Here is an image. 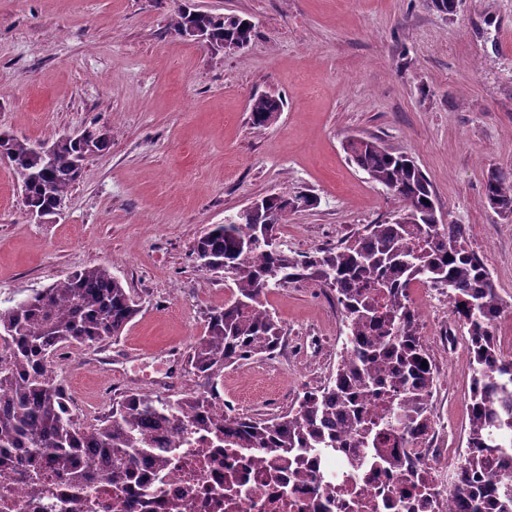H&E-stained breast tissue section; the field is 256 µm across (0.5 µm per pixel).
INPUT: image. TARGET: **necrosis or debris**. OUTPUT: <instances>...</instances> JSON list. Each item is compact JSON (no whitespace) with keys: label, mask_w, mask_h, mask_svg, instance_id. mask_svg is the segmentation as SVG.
Here are the masks:
<instances>
[{"label":"necrosis or debris","mask_w":512,"mask_h":512,"mask_svg":"<svg viewBox=\"0 0 512 512\" xmlns=\"http://www.w3.org/2000/svg\"><path fill=\"white\" fill-rule=\"evenodd\" d=\"M407 293L410 315L422 330L426 362L436 377L428 421L415 423L410 432L389 434L376 445L348 449L340 460L316 454L317 471L326 483L321 490L292 474L275 448H243L234 437L195 425L176 438L158 436L155 446L171 449L173 463L160 475L143 466V474L155 479L161 492L142 503L140 512H473L477 501L486 512H498L501 460L512 458V448L499 449L485 468L472 472V494L460 497L455 481L472 450L449 447L448 418L437 407L448 390L449 358L465 353L464 342L448 333L449 319L460 313L447 294L429 284L414 283ZM392 457L413 472V479L384 468V460ZM42 481V491L35 492L1 476L0 512H42L46 499L67 490L51 465H44ZM137 494L129 484L102 480L77 512H130L128 503Z\"/></svg>","instance_id":"necrosis-or-debris-1"}]
</instances>
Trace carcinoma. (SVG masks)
<instances>
[{
    "label": "carcinoma",
    "mask_w": 512,
    "mask_h": 512,
    "mask_svg": "<svg viewBox=\"0 0 512 512\" xmlns=\"http://www.w3.org/2000/svg\"><path fill=\"white\" fill-rule=\"evenodd\" d=\"M190 22L207 30V46L214 50L223 49L226 40L250 44L252 27L236 15L203 11L188 2L175 13L171 28L180 35ZM282 108L279 98H252V124H272ZM86 130L83 141L68 136L54 141L50 160L35 154L26 138L0 136V157L11 164L29 212L54 214L79 180L81 164L109 148V129L94 123ZM344 149L372 180L404 202L397 219L366 224L332 249L294 253L276 245V227L315 199L270 194L261 223L215 224L191 250L198 268L228 273L234 285L233 300L211 311L207 334L192 346L193 374L211 381L239 361L274 354L282 328L266 307V294L288 283L314 281L336 291L347 336L356 344L337 363L328 386L305 392L297 408L266 419L218 413L213 389L176 399L131 394L100 423L82 427L57 380L56 353L117 337L140 312L107 267L85 268L0 309V475L19 476L33 487L42 479L38 462L47 457L64 476L71 501H87L99 479L139 480L146 461L159 471L167 469L172 458L150 446L148 433L180 435L192 416L203 428L237 437L245 448H280L297 466L310 453L341 452L339 424L353 430L364 446L367 438L405 421L407 413L421 418L427 411L429 372L421 366L423 348L406 306V288L422 280L448 289L468 327L475 389L467 442L476 454L464 466L456 490L471 494L467 472L484 465V454L512 443L511 436L500 433L502 416L512 419V359L498 355L485 323L489 313L503 312V300L483 259L466 247L468 227L436 223L431 186L411 157L374 138H353ZM485 193L498 214L512 217V169L493 171ZM373 290L388 297V311H379ZM400 388L403 406L389 408L379 420L362 413L364 399L392 397ZM489 390L505 398L503 410L489 402Z\"/></svg>",
    "instance_id": "carcinoma-1"
}]
</instances>
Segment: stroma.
I'll return each instance as SVG.
<instances>
[{"mask_svg":"<svg viewBox=\"0 0 512 512\" xmlns=\"http://www.w3.org/2000/svg\"><path fill=\"white\" fill-rule=\"evenodd\" d=\"M182 0H0V134L54 142L91 123L112 134L89 158L61 214L27 212L0 161V308L97 265L127 283L140 312L91 361L59 362L80 423L125 394L114 370L143 376L137 392L206 389L188 364L210 312L232 281L199 270L197 238L254 198L307 193L317 204L288 216V250L340 243L393 219L398 197L353 162L352 137H373L414 158L437 214L467 225L512 331V219L485 196L491 170L512 169V0H194L254 26L250 45L216 51L176 34ZM282 99L271 125L250 120L252 97ZM288 338L269 359L264 389L246 366L217 389L232 410L287 411L301 388L324 383L345 336L332 294L314 282L270 291Z\"/></svg>","mask_w":512,"mask_h":512,"instance_id":"1","label":"stroma"}]
</instances>
